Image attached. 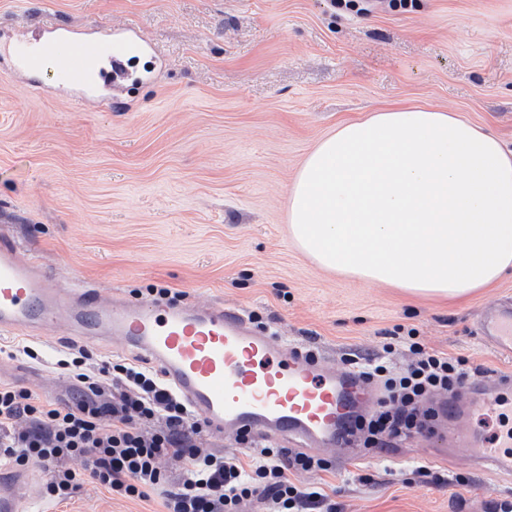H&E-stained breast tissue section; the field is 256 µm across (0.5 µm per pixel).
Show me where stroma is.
Segmentation results:
<instances>
[{"label": "stroma", "mask_w": 512, "mask_h": 512, "mask_svg": "<svg viewBox=\"0 0 512 512\" xmlns=\"http://www.w3.org/2000/svg\"><path fill=\"white\" fill-rule=\"evenodd\" d=\"M409 9L337 11L328 0H0V37L34 39L61 21L88 31L129 25L152 48L117 80L110 104L62 94L52 71L0 67V234L62 284L131 301L168 288L187 302H224L258 315L288 345L346 366L380 353L395 327L426 348L468 357L491 374L512 360L480 338L487 304H512V273L457 302L414 297L319 268L288 233L296 173L347 120L402 103L444 109L512 148V0H415ZM0 334V382L66 399L57 365L80 341L58 327L14 353ZM437 423L377 454L357 447L321 486L336 512H491L512 503V477L465 455L435 459ZM432 470L423 477L416 464ZM24 512H165V498L112 495L84 480L70 500L45 493ZM467 484H457V476Z\"/></svg>", "instance_id": "35a3bbf8"}]
</instances>
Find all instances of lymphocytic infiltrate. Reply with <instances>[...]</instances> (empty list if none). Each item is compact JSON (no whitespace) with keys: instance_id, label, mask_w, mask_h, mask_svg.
<instances>
[{"instance_id":"lymphocytic-infiltrate-1","label":"lymphocytic infiltrate","mask_w":512,"mask_h":512,"mask_svg":"<svg viewBox=\"0 0 512 512\" xmlns=\"http://www.w3.org/2000/svg\"><path fill=\"white\" fill-rule=\"evenodd\" d=\"M399 346L412 355L401 370L388 360ZM89 358L81 349L59 360L72 380L68 400L47 404L27 389L0 384V466H48L46 491L59 503L70 499L79 479L66 462L79 459L84 472L112 494L144 498L165 490L166 512H241L254 499L268 512H336L322 487H301L289 477L328 470V461L286 448L255 450L247 462L206 452V428L157 372L119 357L89 373ZM351 365L385 389L377 407L347 429L348 436L363 435L366 446L376 448L421 432L435 415L428 400L453 391L472 373L466 357L426 349L411 333ZM165 459L182 465L170 491L160 467Z\"/></svg>"}]
</instances>
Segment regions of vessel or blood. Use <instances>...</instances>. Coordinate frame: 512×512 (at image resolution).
<instances>
[{
	"instance_id": "obj_1",
	"label": "vessel or blood",
	"mask_w": 512,
	"mask_h": 512,
	"mask_svg": "<svg viewBox=\"0 0 512 512\" xmlns=\"http://www.w3.org/2000/svg\"><path fill=\"white\" fill-rule=\"evenodd\" d=\"M133 29L78 33L51 25L35 40L0 41V62L18 72H53L63 90L96 94L103 62L120 63L141 50ZM83 343L107 345L147 360L182 396L211 435L248 433L291 440L302 450L332 453L343 447L342 426L370 413L379 388L341 370L328 357H310L282 337L255 329L241 309L224 304H131L96 288H65L38 262L24 259L19 245L0 236V334L43 338L58 326ZM482 340L512 357V306L493 305L479 316ZM512 378L478 374L447 400L452 410L443 428L449 458L466 453L495 473L512 474V438L493 441L473 431L470 417ZM31 475L0 477V512H24Z\"/></svg>"
}]
</instances>
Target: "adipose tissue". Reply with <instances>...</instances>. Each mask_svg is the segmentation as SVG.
Masks as SVG:
<instances>
[{
	"label": "adipose tissue",
	"mask_w": 512,
	"mask_h": 512,
	"mask_svg": "<svg viewBox=\"0 0 512 512\" xmlns=\"http://www.w3.org/2000/svg\"><path fill=\"white\" fill-rule=\"evenodd\" d=\"M288 222L324 269L462 298L512 271V150L428 107L345 122L300 167Z\"/></svg>",
	"instance_id": "1"
}]
</instances>
